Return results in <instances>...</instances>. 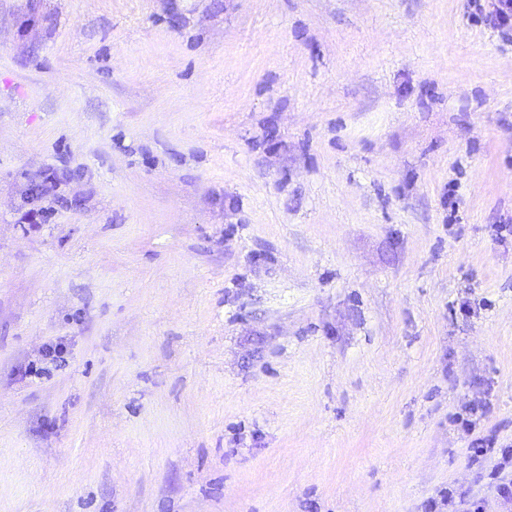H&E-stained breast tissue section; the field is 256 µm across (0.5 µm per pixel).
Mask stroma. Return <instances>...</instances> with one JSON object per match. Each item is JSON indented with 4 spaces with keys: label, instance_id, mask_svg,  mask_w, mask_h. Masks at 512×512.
Wrapping results in <instances>:
<instances>
[{
    "label": "stroma",
    "instance_id": "stroma-1",
    "mask_svg": "<svg viewBox=\"0 0 512 512\" xmlns=\"http://www.w3.org/2000/svg\"><path fill=\"white\" fill-rule=\"evenodd\" d=\"M509 443L469 0H0V512H504Z\"/></svg>",
    "mask_w": 512,
    "mask_h": 512
}]
</instances>
